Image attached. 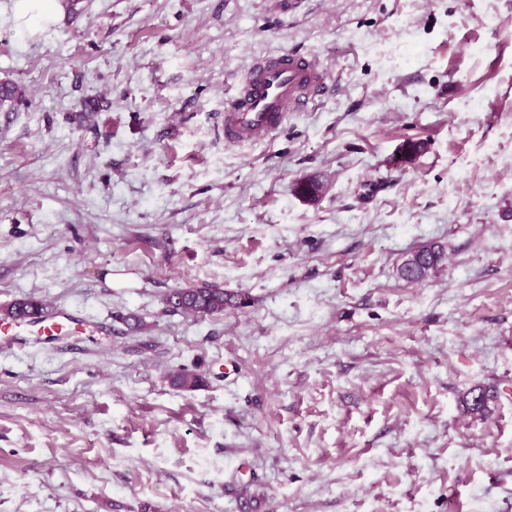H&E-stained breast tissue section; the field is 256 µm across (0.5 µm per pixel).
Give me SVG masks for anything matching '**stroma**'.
<instances>
[{
	"label": "stroma",
	"instance_id": "obj_1",
	"mask_svg": "<svg viewBox=\"0 0 512 512\" xmlns=\"http://www.w3.org/2000/svg\"><path fill=\"white\" fill-rule=\"evenodd\" d=\"M80 7L0 31V306L63 326L0 344V512H512V0ZM283 49L323 94L225 144L231 79ZM204 285L248 303L166 301ZM429 261L419 273L402 274L400 277L409 282H422L435 275L445 261V249L442 245L432 243L429 248ZM167 303L192 316L222 314L227 307H242L247 297L224 291L218 286L177 289L167 297ZM49 309L47 303L33 297L22 298L15 300L7 305L0 306V318L4 321H17L15 324H29L40 325V330L47 336H56L62 330V325L59 323L49 321L51 316H46L41 321L36 323L31 322H18V321H36ZM475 389H480L483 392V403L481 406H474L471 402V394ZM480 390L474 391L473 398H478ZM496 399L497 392L492 387H472L462 394L460 404L463 411L469 414L473 419L484 420L491 415L493 410L492 404L496 402Z\"/></svg>",
	"mask_w": 512,
	"mask_h": 512
}]
</instances>
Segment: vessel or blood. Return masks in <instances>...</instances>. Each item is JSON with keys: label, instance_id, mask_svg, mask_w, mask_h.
<instances>
[{"label": "vessel or blood", "instance_id": "vessel-or-blood-1", "mask_svg": "<svg viewBox=\"0 0 512 512\" xmlns=\"http://www.w3.org/2000/svg\"><path fill=\"white\" fill-rule=\"evenodd\" d=\"M323 90L324 73L312 55L290 50L256 60L224 102L225 142L277 133L288 111H304Z\"/></svg>", "mask_w": 512, "mask_h": 512}]
</instances>
